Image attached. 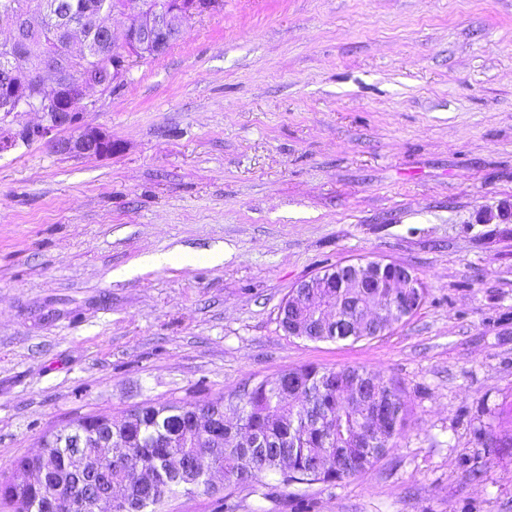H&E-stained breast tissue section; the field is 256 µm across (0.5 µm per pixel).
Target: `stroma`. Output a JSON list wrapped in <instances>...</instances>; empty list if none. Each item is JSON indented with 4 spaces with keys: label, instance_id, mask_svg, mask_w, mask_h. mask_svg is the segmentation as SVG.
Segmentation results:
<instances>
[{
    "label": "stroma",
    "instance_id": "1",
    "mask_svg": "<svg viewBox=\"0 0 512 512\" xmlns=\"http://www.w3.org/2000/svg\"><path fill=\"white\" fill-rule=\"evenodd\" d=\"M77 109L112 156L0 154V477L78 416L349 365L407 408L366 473L165 512H512V0H224ZM176 247L201 258L141 263ZM359 258L415 271L413 317L280 328L301 281ZM295 299L296 298H294L293 296L289 299H286L285 302H287V307L288 300H291V302H293L295 301ZM421 305L422 302L420 301V299L415 300L412 297L407 296L400 289L391 296L387 304V308L391 310V312L386 313L381 317L376 316L375 318H372V320H369L362 336H355V333H358L359 330L351 331V329L349 330V328H347V330L344 332L338 331L336 336H325L323 334L316 335L314 333L315 330L313 331V329L309 326L308 323L300 322L297 320H289L288 307V311L285 314L286 316L283 322L285 324L284 328L287 332L285 330L284 331L288 333V335L290 336H295L297 338L307 339L311 341L352 340L353 342H355L364 339H373L378 336H383L387 334L394 325L406 319H409L418 311ZM311 331L313 334L309 335Z\"/></svg>",
    "mask_w": 512,
    "mask_h": 512
}]
</instances>
